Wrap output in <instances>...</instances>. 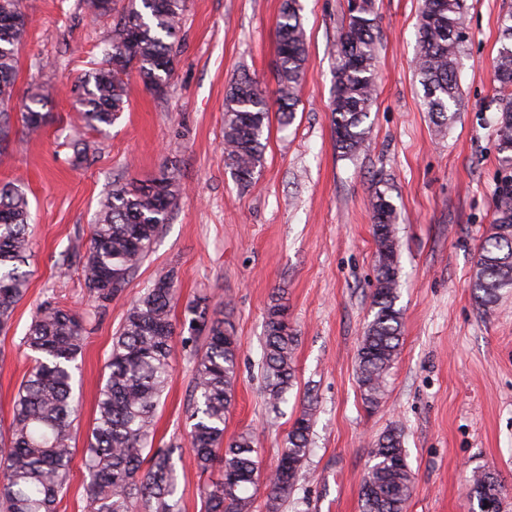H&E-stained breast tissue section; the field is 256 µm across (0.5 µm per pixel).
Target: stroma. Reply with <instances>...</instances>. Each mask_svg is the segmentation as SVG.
Here are the masks:
<instances>
[{
  "mask_svg": "<svg viewBox=\"0 0 512 512\" xmlns=\"http://www.w3.org/2000/svg\"><path fill=\"white\" fill-rule=\"evenodd\" d=\"M281 0H186L174 67L163 93L126 78L128 102L103 132L83 128L70 87L102 59L116 14L92 18L80 0H23L28 37L19 51L13 108L41 94L52 119L30 135L14 122L0 142V185L21 186L31 210L33 275L11 325L0 331V432L32 366L23 339L44 302L85 318L73 389L80 400L75 451L60 512H92L85 448L112 338L127 309L167 271L177 274L179 322L172 378L161 397L155 442L175 446L181 512H201L200 474L185 448L194 356L204 334L183 328L184 302L203 297L229 320L239 344L235 401L224 436L253 432L263 472L306 398L317 404L305 477L280 512H361L359 492L374 439L404 431L414 477L406 512H471L474 471L498 475L512 512V292L491 315L470 288L483 238L498 218L494 132L503 90L495 78L502 17L512 0H464L469 39L459 56L460 103L445 130L424 105L415 69L422 0H374L379 32L376 101L364 151L337 150L331 122L337 44L347 0H300L307 61L292 124L271 118L263 164L241 186L224 161V100L241 76L268 100L277 89ZM81 134L90 151L72 161ZM174 172L176 208L148 256L112 304L97 306L74 247L86 243L114 184ZM396 208L403 344L383 399L367 408L357 348L371 318L377 260L371 199ZM282 297L298 336L297 383L279 415L263 393L265 313Z\"/></svg>",
  "mask_w": 512,
  "mask_h": 512,
  "instance_id": "obj_1",
  "label": "stroma"
}]
</instances>
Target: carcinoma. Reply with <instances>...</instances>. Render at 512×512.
<instances>
[{
	"label": "carcinoma",
	"mask_w": 512,
	"mask_h": 512,
	"mask_svg": "<svg viewBox=\"0 0 512 512\" xmlns=\"http://www.w3.org/2000/svg\"><path fill=\"white\" fill-rule=\"evenodd\" d=\"M23 0H0V141L11 132L19 48L28 36ZM114 0H83L86 13L112 12ZM185 0H127L112 30V44L98 66L71 92L75 111L87 126L102 131L124 112L130 68L143 85L161 93L173 70L176 37ZM298 0H284L278 21V112L292 121L303 78L306 36ZM347 22L338 43L332 101L336 146L344 157L359 154L368 140L364 126L375 100L378 51L373 0L348 6ZM416 61L427 111L438 127L453 118L459 103L457 58L467 41L462 0H423L418 20ZM496 77L512 87V14L501 21ZM31 96L20 112L27 133L39 132L50 115ZM496 124L498 161L508 173L500 187L501 216L497 224L507 235L488 234L481 243L470 288L482 312L490 314L500 294L512 289V94L498 100ZM270 105L258 85L245 76L225 99L224 155L240 185L247 187L262 166L264 135ZM180 184L162 174L148 184L128 180L112 188L100 204L97 222L84 253L85 286L107 304L118 296L139 268L160 229L176 207ZM378 246L372 319L357 349V379L367 406L375 407L384 392L386 374L398 355L402 314L396 309L399 261L395 235L396 211L383 191L371 200ZM29 201L19 188H0V330L10 326L26 294L31 249ZM177 301L175 274L159 277L127 310L112 339L105 365L96 416L86 448L88 492L94 512H180L173 448L154 445V419L171 379V341L176 331L172 307ZM286 308L275 301L265 316L261 373L264 397L273 410L286 402L296 383V333L285 323ZM185 322L192 332H206V343L195 354L193 399L186 441L198 470L218 466L221 478L200 490L203 512H252L260 482V457L255 439L242 432L224 441V423L235 398L239 348L230 327L209 317L206 299L188 302ZM85 333L81 314L51 303L32 320L25 345L34 353L31 370L13 405L7 444L0 449V507L4 512H58L68 486L73 455L74 421L79 415L72 396L74 369ZM313 403L292 423L273 476L266 479L267 512H279L304 477L311 452ZM361 490L362 512H404L413 490L404 435L395 425L385 430L371 451ZM471 493L478 512L486 502L504 497L505 489L491 472H477Z\"/></svg>",
	"instance_id": "carcinoma-1"
}]
</instances>
